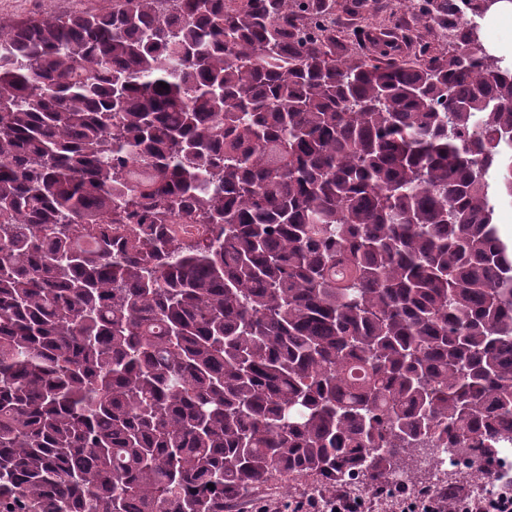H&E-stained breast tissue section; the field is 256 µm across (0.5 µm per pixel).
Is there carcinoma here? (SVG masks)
<instances>
[{"mask_svg": "<svg viewBox=\"0 0 512 512\" xmlns=\"http://www.w3.org/2000/svg\"><path fill=\"white\" fill-rule=\"evenodd\" d=\"M455 2L416 13L456 31L424 63L341 58L336 0L0 27V512H224L512 448V64Z\"/></svg>", "mask_w": 512, "mask_h": 512, "instance_id": "obj_1", "label": "carcinoma"}]
</instances>
